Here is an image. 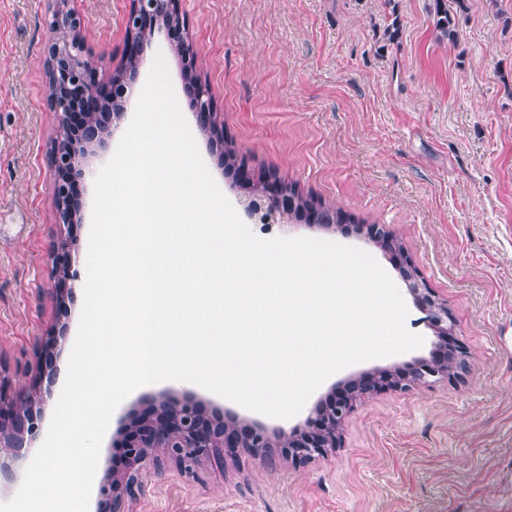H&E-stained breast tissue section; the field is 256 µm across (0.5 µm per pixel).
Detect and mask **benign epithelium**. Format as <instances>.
Returning a JSON list of instances; mask_svg holds the SVG:
<instances>
[{
    "label": "benign epithelium",
    "instance_id": "1",
    "mask_svg": "<svg viewBox=\"0 0 512 512\" xmlns=\"http://www.w3.org/2000/svg\"><path fill=\"white\" fill-rule=\"evenodd\" d=\"M65 4L67 0H60L50 27L48 45V83L55 89L49 103L58 118L52 188L56 199L55 221L62 225L71 223L73 216L69 203L65 202L67 182L63 174L68 171L85 173L88 150L105 148L107 130V126L102 124V114L98 112L101 83L87 58L82 35L86 23L73 11L65 9ZM140 28L164 35L170 45L180 50L183 65L197 68L198 54L181 16L180 0H131L125 21V56L135 59V67L128 68L123 63L118 68V91L124 100L132 92L133 78L145 62L147 43L137 38ZM185 87L194 98L193 118L197 126L223 129L214 112L210 94L201 81H188ZM265 180L267 194L277 199L278 208H267L261 196L246 194L240 199L244 213L261 222L274 216L284 217L288 208L294 205V198L289 195L284 182L271 175ZM355 229L391 255L399 266V276L409 294L425 313V321L436 335L448 337L447 305L417 277L411 258L394 245V234L390 233V228L384 224H358ZM53 261L58 277L54 291L58 313L62 315L67 310L66 298L72 293L68 282L75 280L76 274L71 271L66 248L54 246ZM64 340L65 337L60 336L39 351V374L52 368L53 350ZM412 369L410 375L380 372L364 388L316 408L306 420L305 427L274 434L248 421H229L209 415L191 396L167 391L152 413L134 420L126 441L132 470L123 484L108 477L101 481L97 491L98 512H129L128 502L136 496L141 473L151 467L161 468V460L154 454L156 448L166 449L169 458L181 465L191 462L198 467L205 466L221 454L233 455L241 449L271 468L281 458L294 466L305 465L338 446L336 417L342 416L358 397L388 390L406 391L449 379L448 362L438 363L434 356L414 359ZM40 417L41 410L36 403L12 395L7 381L0 376V427H7L5 432L0 430V470L23 461L26 457L24 449L36 437ZM272 448L281 449V455L272 454Z\"/></svg>",
    "mask_w": 512,
    "mask_h": 512
}]
</instances>
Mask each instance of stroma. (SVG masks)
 I'll return each mask as SVG.
<instances>
[{
    "instance_id": "35a3bbf8",
    "label": "stroma",
    "mask_w": 512,
    "mask_h": 512,
    "mask_svg": "<svg viewBox=\"0 0 512 512\" xmlns=\"http://www.w3.org/2000/svg\"><path fill=\"white\" fill-rule=\"evenodd\" d=\"M457 37L434 27L436 0H181L198 73L238 158L358 223L385 224L446 303L471 364L464 381L385 391L355 403L341 446L295 467L249 453L188 476L176 463L143 475L133 512H512V0H445ZM84 17L103 82L122 61L130 0H69ZM56 0H0V365L14 394H35L49 425L70 352L56 377H36L54 334L75 339L83 289L57 316L51 253L67 240L86 271L93 186L126 123L86 163L78 223L56 224L47 43ZM397 21L399 31L385 29ZM261 238L309 237L392 260L365 238L304 223L255 224ZM405 326L423 345L326 379L303 409L276 419L205 389L220 410L268 430L304 425L334 386L429 356L436 338L416 308ZM160 388L131 393L104 436L97 478L113 465L132 418Z\"/></svg>"
}]
</instances>
